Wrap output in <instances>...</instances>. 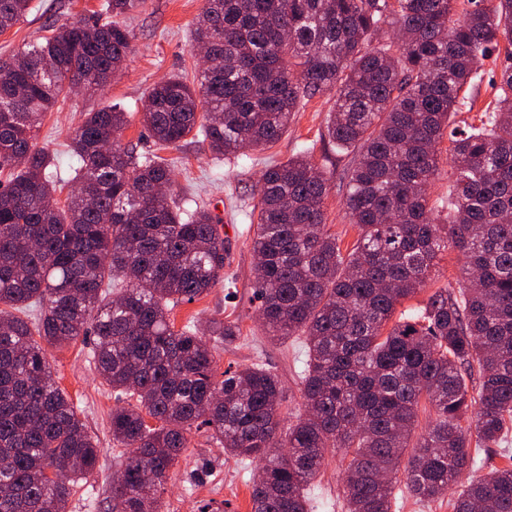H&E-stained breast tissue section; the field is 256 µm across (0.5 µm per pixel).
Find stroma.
Returning <instances> with one entry per match:
<instances>
[{"label": "stroma", "instance_id": "1", "mask_svg": "<svg viewBox=\"0 0 512 512\" xmlns=\"http://www.w3.org/2000/svg\"><path fill=\"white\" fill-rule=\"evenodd\" d=\"M102 2L31 0L26 19L0 34V57H8L48 35L54 26L99 11ZM204 4L205 0H146L130 20L137 36L136 50L123 69L104 90L82 92L63 109L46 113L36 142L57 160L51 169L53 177L68 178L77 161L69 154L67 144L83 112L112 104L129 114V122L118 138L120 145L145 155L160 152L175 160L172 199L181 210L190 212L203 205L223 217L227 260L223 283L193 302L174 307L170 319L178 327L190 322L200 325L213 316L235 323L240 330L238 339L216 345L213 350L216 372L263 362L282 382L281 415L290 424L304 409L301 372L306 349L303 337L277 341L268 336L258 315L252 246L260 177L267 162L284 161L298 154L308 156L331 184L324 201L325 222L342 250L347 251L358 238L344 206L345 174L354 154L338 150L324 136L333 105L329 93L311 98L294 114L282 138L263 151L218 160L199 135L157 149L141 122L144 99L151 86L170 74L193 76L196 63L190 50L191 30ZM463 281L462 257L457 250H447L440 255L425 287L406 299L402 307L407 310L421 306L435 291L458 290ZM95 341L90 335L83 341L48 350L54 381L78 408L101 448L96 469L74 485L68 512H112V479L128 455L127 449L112 439L109 421L117 395L98 376L93 359ZM344 467L341 454L328 456L307 490L309 512H345ZM256 472L255 462L225 455L206 430L191 431L187 448L170 469L159 494V512H201L206 506L211 512H251L250 493Z\"/></svg>", "mask_w": 512, "mask_h": 512}]
</instances>
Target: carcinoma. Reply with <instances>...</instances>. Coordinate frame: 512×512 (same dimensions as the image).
<instances>
[{
    "mask_svg": "<svg viewBox=\"0 0 512 512\" xmlns=\"http://www.w3.org/2000/svg\"><path fill=\"white\" fill-rule=\"evenodd\" d=\"M139 0H105L88 19L0 58V512H67L99 448L52 378L48 348L88 332L99 377L119 396L112 439L130 449L112 483L115 512H157V496L206 428L233 457L259 462L252 512H309L306 488L343 452L346 512H392L398 483L441 498L476 466L470 436L502 440L512 421V0H205L192 46L219 59L196 80L147 93L143 124L160 147L202 135L217 156L276 143L306 99L334 93L326 132L353 150L347 212L359 230L342 253L325 224L329 179L305 156L266 165L253 242L268 335L302 332L305 413L282 430L278 376L263 364L217 379L206 335L169 313L224 281V237L210 211L184 214L166 188L172 163L117 144L127 114L85 113L68 147L78 165L65 202L37 147L44 114L120 71ZM30 0H0V33ZM495 103L451 132L448 218L426 191L460 93L498 49ZM205 111H199V108ZM465 258L458 293L397 306L423 288L441 250ZM478 367L480 387L469 378ZM425 433L414 437L422 405ZM454 512H512V464L458 494Z\"/></svg>",
    "mask_w": 512,
    "mask_h": 512,
    "instance_id": "carcinoma-1",
    "label": "carcinoma"
}]
</instances>
